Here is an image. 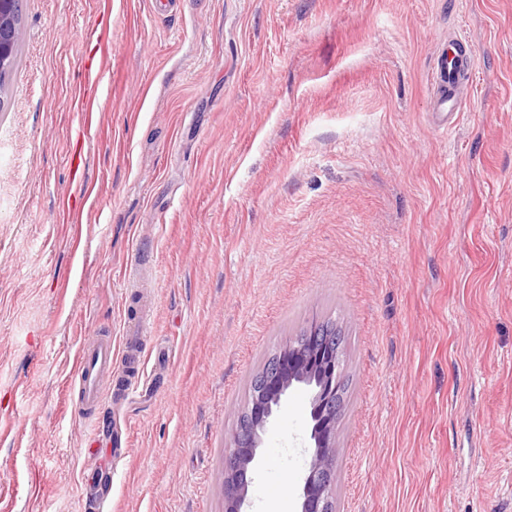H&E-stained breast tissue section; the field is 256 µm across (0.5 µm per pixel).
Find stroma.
Instances as JSON below:
<instances>
[{"label": "stroma", "mask_w": 512, "mask_h": 512, "mask_svg": "<svg viewBox=\"0 0 512 512\" xmlns=\"http://www.w3.org/2000/svg\"><path fill=\"white\" fill-rule=\"evenodd\" d=\"M22 12L0 109V512L95 498L75 376L103 330L112 512H224L252 376L327 319L336 512H512V0ZM455 35L473 94L442 133L432 64ZM310 410L295 388L275 413L251 512L271 483L296 512Z\"/></svg>", "instance_id": "stroma-1"}]
</instances>
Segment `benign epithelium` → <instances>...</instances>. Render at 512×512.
Segmentation results:
<instances>
[{"label": "benign epithelium", "mask_w": 512, "mask_h": 512, "mask_svg": "<svg viewBox=\"0 0 512 512\" xmlns=\"http://www.w3.org/2000/svg\"><path fill=\"white\" fill-rule=\"evenodd\" d=\"M15 38L14 0H0V63L11 56ZM296 385L310 388L314 410L310 432L313 451L303 477L299 512H328V480L344 385L342 350L334 336L298 346L290 344L259 371L251 421L234 436L233 446L224 456V512H249L250 474L261 462L262 436L283 398Z\"/></svg>", "instance_id": "7a95c632"}]
</instances>
